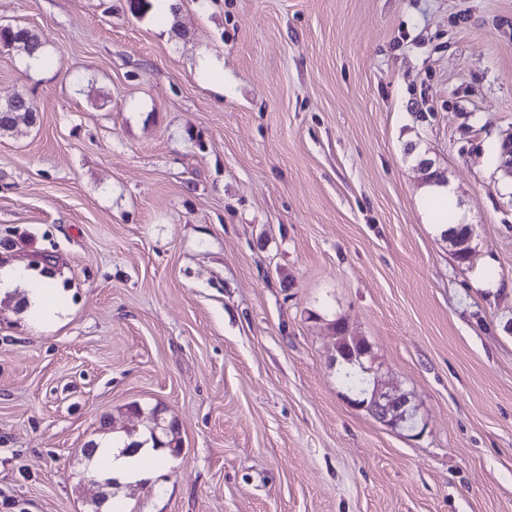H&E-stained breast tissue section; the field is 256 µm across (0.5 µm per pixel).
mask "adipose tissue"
I'll use <instances>...</instances> for the list:
<instances>
[{"label":"adipose tissue","mask_w":512,"mask_h":512,"mask_svg":"<svg viewBox=\"0 0 512 512\" xmlns=\"http://www.w3.org/2000/svg\"><path fill=\"white\" fill-rule=\"evenodd\" d=\"M32 271L26 265L14 263L0 266V297L15 289L26 291L28 306L37 311L42 320L57 319L59 309L55 303L56 288H30ZM164 449L145 442L136 452L125 451L122 444L105 438L99 442L93 474L96 478L109 477L118 483H133L153 476L162 466Z\"/></svg>","instance_id":"ef3b65f1"}]
</instances>
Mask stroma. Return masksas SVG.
<instances>
[{
  "mask_svg": "<svg viewBox=\"0 0 512 512\" xmlns=\"http://www.w3.org/2000/svg\"><path fill=\"white\" fill-rule=\"evenodd\" d=\"M0 512H89L130 404L180 455L122 512H512V0H0ZM222 69L204 80L199 63ZM431 169H424V162ZM474 230L459 267L429 170ZM416 429L354 404L335 322ZM0 44L4 48L27 55L41 51L43 43L37 33L24 26H4L0 28ZM34 111L29 106L16 105L4 112L0 119V132L11 131L20 124L31 126L34 124ZM32 277V270L25 264H6L0 266V299L11 294L16 288H25ZM50 288H25L28 306L37 311L43 321L58 318L59 308L55 303L57 288L49 283Z\"/></svg>",
  "mask_w": 512,
  "mask_h": 512,
  "instance_id": "35a3bbf8",
  "label": "stroma"
}]
</instances>
